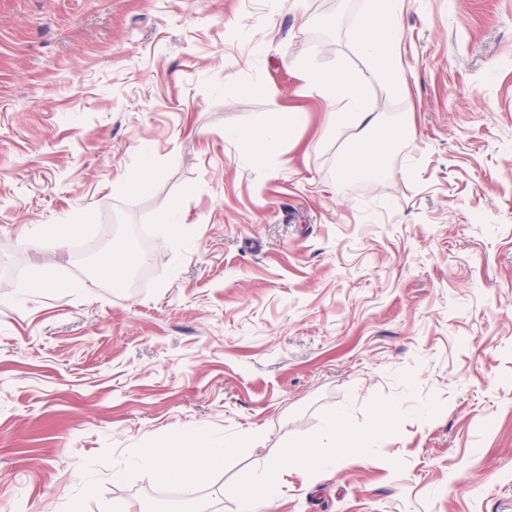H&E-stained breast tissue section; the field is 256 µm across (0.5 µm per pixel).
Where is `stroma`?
<instances>
[{
    "label": "stroma",
    "instance_id": "obj_1",
    "mask_svg": "<svg viewBox=\"0 0 512 512\" xmlns=\"http://www.w3.org/2000/svg\"><path fill=\"white\" fill-rule=\"evenodd\" d=\"M363 8L0 0V512H145L172 429L240 443L203 497L235 512L333 412L387 436L275 512H512V0H403L400 88L334 130L307 73L368 75ZM292 112L262 169L224 136ZM365 135L388 168L344 178ZM118 244L138 285L102 273ZM152 170L151 161L145 157L139 167L129 170L124 178L113 186V190L117 193L128 194L145 188L152 177Z\"/></svg>",
    "mask_w": 512,
    "mask_h": 512
}]
</instances>
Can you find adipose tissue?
Listing matches in <instances>:
<instances>
[{
    "label": "adipose tissue",
    "instance_id": "adipose-tissue-1",
    "mask_svg": "<svg viewBox=\"0 0 512 512\" xmlns=\"http://www.w3.org/2000/svg\"><path fill=\"white\" fill-rule=\"evenodd\" d=\"M398 0H366L364 17L359 26V43L371 62V76L386 77L391 84L399 82L400 42L383 33V25L397 15ZM310 83L317 87L334 104L332 123L336 128L362 126L370 116L365 98L366 78H353L344 73L321 74L309 72ZM302 122V115L292 112L287 125L270 124L266 116H257L245 130L228 131V138L246 142L254 168H262L269 146L282 138L288 127ZM387 165V145L370 139L359 144L342 164L343 177L350 178L364 173H377ZM338 414H329L320 436L308 448L289 453L287 458L270 461L260 474L258 482L245 483L236 488V512H264L271 507L282 477L287 468L294 467L310 473L329 470L340 461V448L348 443L361 446L381 439L385 431L371 428L354 436L338 434ZM234 441L217 445L202 431L174 435L161 445L149 449L144 461L155 472L159 482L182 486L185 492L207 484L214 469L223 466L226 455L241 452Z\"/></svg>",
    "mask_w": 512,
    "mask_h": 512
}]
</instances>
